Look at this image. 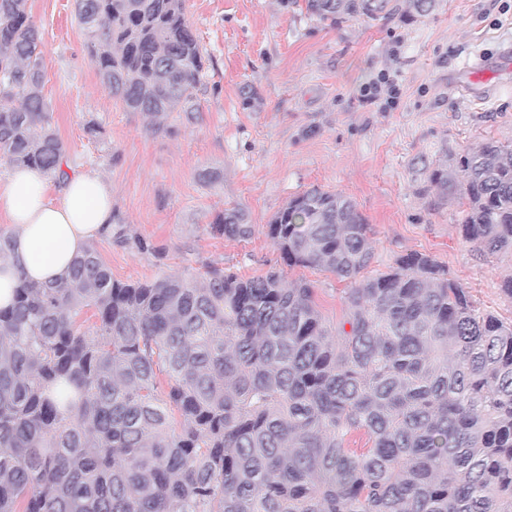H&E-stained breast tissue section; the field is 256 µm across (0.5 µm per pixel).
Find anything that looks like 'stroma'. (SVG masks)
<instances>
[{"label": "stroma", "instance_id": "35a3bbf8", "mask_svg": "<svg viewBox=\"0 0 512 512\" xmlns=\"http://www.w3.org/2000/svg\"><path fill=\"white\" fill-rule=\"evenodd\" d=\"M204 76L196 118L152 119L112 99L90 61L76 0H27L42 35L52 123L74 168L112 185L116 221L130 240L95 246L115 279L151 280L214 264L249 278L270 266L317 290L327 325L344 315L345 288L329 272L286 266L267 226L314 186L350 196L371 227V273L408 253L447 266L475 306L512 319L501 289L512 254L465 242L466 208L441 201L426 165L485 139L512 143V0H435L426 15L324 24L304 0H186ZM388 70L398 97L387 112L360 87ZM96 126L90 135L88 126ZM237 208L252 235L230 240L211 225ZM148 244L136 248V241Z\"/></svg>", "mask_w": 512, "mask_h": 512}]
</instances>
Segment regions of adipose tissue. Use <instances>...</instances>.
Returning <instances> with one entry per match:
<instances>
[{"instance_id": "1", "label": "adipose tissue", "mask_w": 512, "mask_h": 512, "mask_svg": "<svg viewBox=\"0 0 512 512\" xmlns=\"http://www.w3.org/2000/svg\"><path fill=\"white\" fill-rule=\"evenodd\" d=\"M0 210L15 229L8 258L0 259V308L20 277L59 281L75 255L108 237L116 222L112 188L95 170L70 171L62 188L39 170L15 167L0 184Z\"/></svg>"}]
</instances>
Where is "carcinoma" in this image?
<instances>
[{"mask_svg": "<svg viewBox=\"0 0 512 512\" xmlns=\"http://www.w3.org/2000/svg\"><path fill=\"white\" fill-rule=\"evenodd\" d=\"M27 0H0V160L66 181ZM375 20L392 0H305ZM101 82L129 112H197L185 0H77ZM460 232L512 253V144L427 167ZM252 233L227 210L211 225ZM356 202L312 187L267 224L290 267L347 283L345 319L283 271L208 265L112 277L95 247L0 308V512H512V322L476 309L432 256L373 276ZM366 437L361 448L353 436Z\"/></svg>", "mask_w": 512, "mask_h": 512, "instance_id": "cac0c4a2", "label": "carcinoma"}]
</instances>
